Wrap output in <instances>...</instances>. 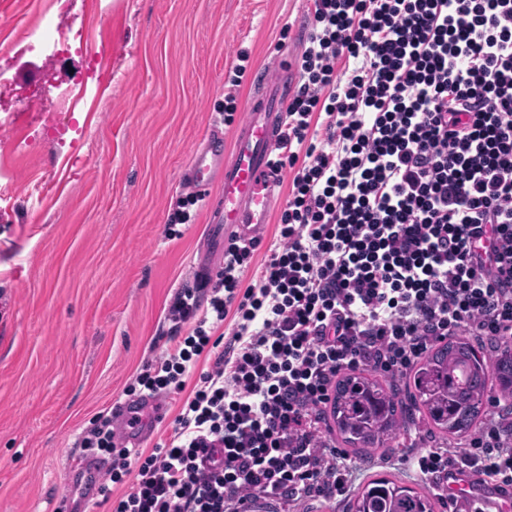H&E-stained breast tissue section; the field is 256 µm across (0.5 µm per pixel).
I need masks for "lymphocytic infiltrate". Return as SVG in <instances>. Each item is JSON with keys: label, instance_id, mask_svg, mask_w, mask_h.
<instances>
[{"label": "lymphocytic infiltrate", "instance_id": "lymphocytic-infiltrate-1", "mask_svg": "<svg viewBox=\"0 0 512 512\" xmlns=\"http://www.w3.org/2000/svg\"><path fill=\"white\" fill-rule=\"evenodd\" d=\"M299 75L273 162L297 169L278 246L256 286L240 287L251 241L179 289L136 379L183 394L169 439L115 447L104 414L81 438L112 455L99 495L130 485L112 512H301L347 488L326 436L341 373L403 378L454 336L512 344V0H313ZM231 310L220 350L208 329ZM409 462L440 487L452 469L512 487V426L489 419L457 449L420 440Z\"/></svg>", "mask_w": 512, "mask_h": 512}]
</instances>
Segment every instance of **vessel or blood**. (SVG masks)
Returning a JSON list of instances; mask_svg holds the SVG:
<instances>
[{"mask_svg": "<svg viewBox=\"0 0 512 512\" xmlns=\"http://www.w3.org/2000/svg\"><path fill=\"white\" fill-rule=\"evenodd\" d=\"M288 99V81H261L259 92L247 108V120L238 134L232 154L224 152V131L213 127L192 151L183 179L191 193L208 197L211 188L221 192L213 207L211 223L221 227L225 239H260L275 201L276 173L270 162L280 135ZM165 416L157 399L116 400L112 419L119 428L122 445L139 446L149 429ZM106 465L97 459L75 463L83 490L95 492ZM448 486L454 489L453 512H497L501 491L494 484H480L457 471H449Z\"/></svg>", "mask_w": 512, "mask_h": 512, "instance_id": "obj_1", "label": "vessel or blood"}]
</instances>
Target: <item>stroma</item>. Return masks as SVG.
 <instances>
[{
    "label": "stroma",
    "mask_w": 512,
    "mask_h": 512,
    "mask_svg": "<svg viewBox=\"0 0 512 512\" xmlns=\"http://www.w3.org/2000/svg\"><path fill=\"white\" fill-rule=\"evenodd\" d=\"M66 6L78 39L32 47L28 30ZM312 0H0V512H110L71 494L69 467L93 417L159 354L168 304L224 263L204 204L169 218L193 147L224 118L225 79L247 70L224 128L232 151L279 58L296 67ZM41 102L29 103V92ZM295 175L241 288L255 286ZM347 492L305 512H348L387 477L432 492L398 454L348 451Z\"/></svg>",
    "instance_id": "1"
}]
</instances>
